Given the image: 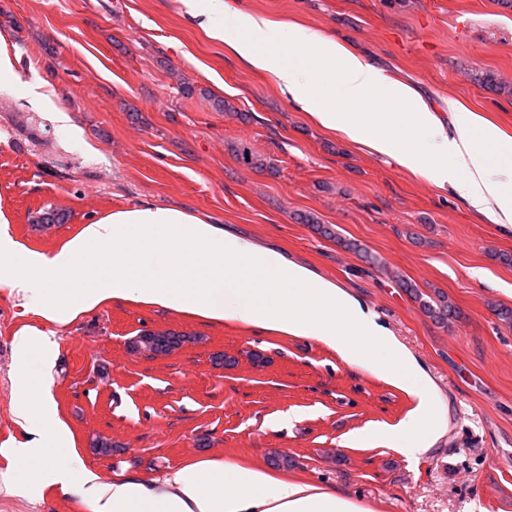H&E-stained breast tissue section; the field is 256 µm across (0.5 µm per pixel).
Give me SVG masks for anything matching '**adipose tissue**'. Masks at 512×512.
I'll use <instances>...</instances> for the list:
<instances>
[{
	"instance_id": "ef3b65f1",
	"label": "adipose tissue",
	"mask_w": 512,
	"mask_h": 512,
	"mask_svg": "<svg viewBox=\"0 0 512 512\" xmlns=\"http://www.w3.org/2000/svg\"><path fill=\"white\" fill-rule=\"evenodd\" d=\"M183 2L211 38L273 76L322 128L391 158L439 189L460 192L486 222L512 227V135L499 125L458 104L441 121L411 85L298 24L232 13L225 0ZM371 100L381 111H360ZM4 261L14 268L18 293L53 321L122 298L312 337L346 364L418 397L415 413L393 438L398 451L418 457L440 434L430 377L354 297L278 251L185 210L144 204L110 213L85 225L50 258L16 255L1 239ZM53 348L47 336L15 340V414L37 439L0 450L25 477L7 484V491L52 486L87 512H363L336 491L245 459L198 457L154 477L86 469L48 386L30 374L33 360L49 362Z\"/></svg>"
}]
</instances>
